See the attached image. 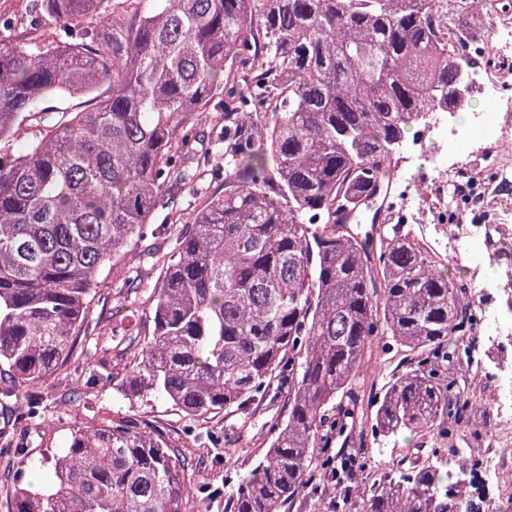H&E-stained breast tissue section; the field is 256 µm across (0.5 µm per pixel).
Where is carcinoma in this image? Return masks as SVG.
Listing matches in <instances>:
<instances>
[{"label":"carcinoma","mask_w":512,"mask_h":512,"mask_svg":"<svg viewBox=\"0 0 512 512\" xmlns=\"http://www.w3.org/2000/svg\"><path fill=\"white\" fill-rule=\"evenodd\" d=\"M450 3L39 0L52 39L0 24V396L70 360L100 276L144 245L160 274L119 278L112 337L139 336L140 299L152 330L118 390L189 421L177 440L131 416L87 424L75 390L50 486L17 480L12 512H208L185 453L200 441L252 458L224 512H284L353 476L348 443L463 423L472 403L444 375L473 330L468 288L384 209L400 143L467 103ZM67 95L91 105L35 110ZM384 338L406 359L367 398ZM277 402L258 452L245 427ZM14 412L36 426L42 406ZM216 414L224 433L196 425ZM431 452L344 491L341 512H471Z\"/></svg>","instance_id":"cac0c4a2"}]
</instances>
